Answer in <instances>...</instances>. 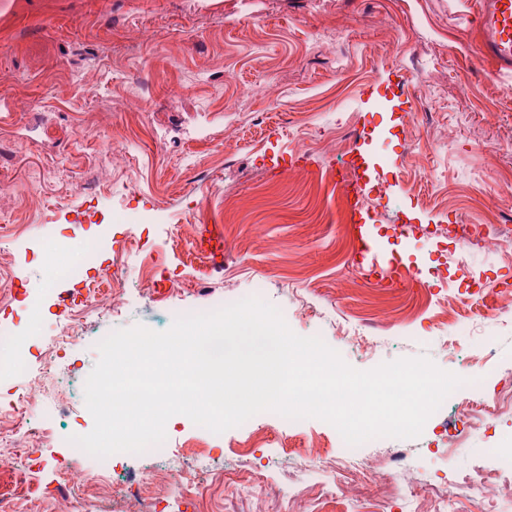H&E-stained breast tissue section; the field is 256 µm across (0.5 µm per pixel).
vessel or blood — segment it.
<instances>
[{"label":"vessel or blood","mask_w":512,"mask_h":512,"mask_svg":"<svg viewBox=\"0 0 512 512\" xmlns=\"http://www.w3.org/2000/svg\"><path fill=\"white\" fill-rule=\"evenodd\" d=\"M471 38L480 60L491 71L512 73V0H479ZM338 182L355 244V265L369 268L391 281H401L406 275L405 268L396 259L382 256L376 243L374 217L365 206L366 186L361 175L344 174Z\"/></svg>","instance_id":"b4317fda"}]
</instances>
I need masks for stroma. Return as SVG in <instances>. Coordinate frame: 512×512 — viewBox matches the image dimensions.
Returning a JSON list of instances; mask_svg holds the SVG:
<instances>
[{"instance_id": "obj_1", "label": "stroma", "mask_w": 512, "mask_h": 512, "mask_svg": "<svg viewBox=\"0 0 512 512\" xmlns=\"http://www.w3.org/2000/svg\"><path fill=\"white\" fill-rule=\"evenodd\" d=\"M476 9V0H0V179L25 187L0 202V225L27 227L0 255L16 271L18 300L5 314L24 357L39 362L64 300L98 285L94 265L46 282L51 259L79 263L82 245L103 237L130 277L143 256L157 267L118 311L89 309L80 342L58 352L54 376L69 390L82 388L111 331H163L181 310L256 293L293 332L321 337L355 369L426 356L483 375L481 397L511 393L512 312L498 299L512 295V238L497 257L475 247L465 266L453 260L458 225L512 227V75L493 74L473 53ZM229 70L236 81H225ZM258 83L274 95L226 111ZM340 145L369 185L381 249L413 272L404 282L352 267L335 185ZM199 208L223 232V258L188 226ZM172 274L186 282L174 295ZM477 287V304H467ZM345 327L369 347L343 343ZM473 396H449L418 438L367 441L361 481L390 469L395 448L411 449L433 483L486 465L512 433L511 415L469 431L463 450L437 445ZM33 415L55 432L41 477L25 485L2 474L0 495L27 512L36 494L40 512H55L64 441L94 421L80 397L69 416L42 405ZM165 443L173 457L208 461L207 507L176 501L167 512H279L295 480L281 469L283 452L333 458L341 448L324 421L264 412L219 436L175 416ZM228 469L270 473L273 486L260 494L226 482ZM304 512L409 506L397 489L383 506L315 497Z\"/></svg>"}]
</instances>
